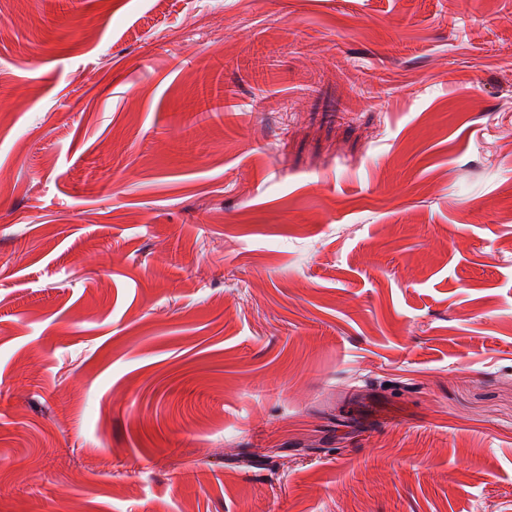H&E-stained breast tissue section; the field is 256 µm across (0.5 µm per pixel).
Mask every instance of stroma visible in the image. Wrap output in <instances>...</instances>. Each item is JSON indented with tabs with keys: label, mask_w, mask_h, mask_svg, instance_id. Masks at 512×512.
<instances>
[{
	"label": "stroma",
	"mask_w": 512,
	"mask_h": 512,
	"mask_svg": "<svg viewBox=\"0 0 512 512\" xmlns=\"http://www.w3.org/2000/svg\"><path fill=\"white\" fill-rule=\"evenodd\" d=\"M0 512H512V0H0Z\"/></svg>",
	"instance_id": "stroma-1"
}]
</instances>
